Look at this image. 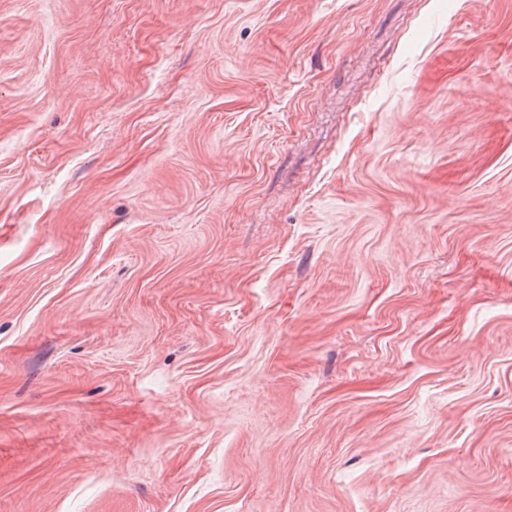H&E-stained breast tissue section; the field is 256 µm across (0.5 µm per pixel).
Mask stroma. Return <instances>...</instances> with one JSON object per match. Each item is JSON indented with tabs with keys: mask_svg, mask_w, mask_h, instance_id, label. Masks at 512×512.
<instances>
[{
	"mask_svg": "<svg viewBox=\"0 0 512 512\" xmlns=\"http://www.w3.org/2000/svg\"><path fill=\"white\" fill-rule=\"evenodd\" d=\"M0 512H512V0H0Z\"/></svg>",
	"mask_w": 512,
	"mask_h": 512,
	"instance_id": "obj_1",
	"label": "stroma"
}]
</instances>
